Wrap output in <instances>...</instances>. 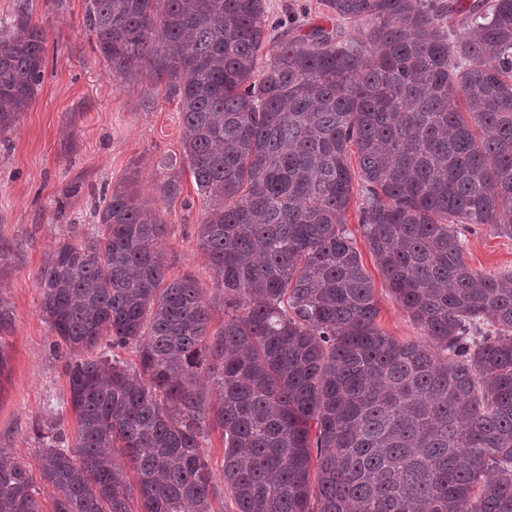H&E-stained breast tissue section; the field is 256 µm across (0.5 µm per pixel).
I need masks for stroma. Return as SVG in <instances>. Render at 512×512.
Instances as JSON below:
<instances>
[{"instance_id":"1","label":"stroma","mask_w":512,"mask_h":512,"mask_svg":"<svg viewBox=\"0 0 512 512\" xmlns=\"http://www.w3.org/2000/svg\"><path fill=\"white\" fill-rule=\"evenodd\" d=\"M33 24L43 32L46 69L29 109L14 130L0 137V448L39 473L35 430L49 416L61 417L67 438L76 419L68 405L64 352L43 314L37 276L48 254L62 241H77L95 224L94 211L112 189L135 180L149 199L168 165L183 168L182 193L158 204L165 224L161 240L167 279L192 276L210 309L211 328L224 322V297L197 245V229L207 207L186 167L178 100L164 82L143 70L114 80L93 51L94 36L84 18L87 0H23ZM268 31L282 39L315 26L357 37L358 26L336 19L324 0H266ZM357 204L346 214L379 307L378 323L390 336L418 341L422 331L393 296L388 281L362 235ZM465 260L475 271L512 269V237L495 225L467 233ZM203 452L214 473L215 512H236L224 485V437L209 429Z\"/></svg>"}]
</instances>
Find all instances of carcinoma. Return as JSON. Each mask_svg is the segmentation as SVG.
Returning a JSON list of instances; mask_svg holds the SVG:
<instances>
[{"label":"carcinoma","mask_w":512,"mask_h":512,"mask_svg":"<svg viewBox=\"0 0 512 512\" xmlns=\"http://www.w3.org/2000/svg\"><path fill=\"white\" fill-rule=\"evenodd\" d=\"M326 6L359 38L274 41L264 0H89L112 77L150 60L179 100L224 324L209 332L192 277L165 281L171 166L154 201L116 186L97 229L48 256L37 286L76 418L72 445L56 418L40 433L53 512H132L135 494L140 512H213L212 425L237 512H512V270L471 269L463 234L512 237V0ZM43 69L20 6L0 21V136ZM355 176L359 224L422 342L378 325L345 222ZM104 341L138 363L89 355ZM0 512H43L6 448Z\"/></svg>","instance_id":"cac0c4a2"}]
</instances>
